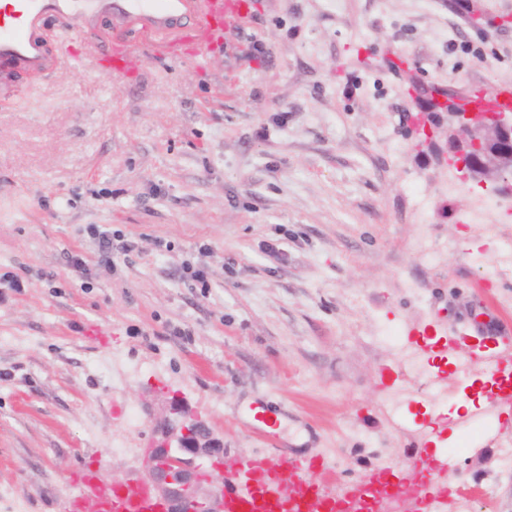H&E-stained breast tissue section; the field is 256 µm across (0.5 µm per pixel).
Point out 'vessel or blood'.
Masks as SVG:
<instances>
[{
    "mask_svg": "<svg viewBox=\"0 0 512 512\" xmlns=\"http://www.w3.org/2000/svg\"><path fill=\"white\" fill-rule=\"evenodd\" d=\"M250 0H13L10 10H0V62H8L40 74L50 64L44 47L34 31L44 16L57 15L70 20L73 29L86 43H93L96 22L105 15L121 24L130 18L142 21L147 32L164 35L162 51L168 58L179 57L189 46L199 55H207L220 45L225 28L243 24ZM143 63L134 48L114 46L100 51L98 69L112 77L126 76ZM463 108L477 112H512V88L491 96L472 93L461 100ZM476 337L449 338V349L463 353L469 360L488 358L482 333L485 324L474 321ZM245 480L225 490L224 512H324L325 489L333 475L315 468L312 459L300 454H270L244 462ZM413 474H401L387 468L373 469L363 484L353 487L341 503V512H353L355 503L371 497H416L418 501L439 495L433 482L432 460L419 457L413 462ZM95 499L96 512H163V504L151 489L136 487L131 496L115 497L106 488L83 484L79 495L64 502L61 512H86L85 503Z\"/></svg>",
    "mask_w": 512,
    "mask_h": 512,
    "instance_id": "obj_1",
    "label": "vessel or blood"
}]
</instances>
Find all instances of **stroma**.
Segmentation results:
<instances>
[{
	"label": "stroma",
	"instance_id": "1",
	"mask_svg": "<svg viewBox=\"0 0 512 512\" xmlns=\"http://www.w3.org/2000/svg\"><path fill=\"white\" fill-rule=\"evenodd\" d=\"M36 35L57 65L0 91V274L23 282L0 295V512H60L76 472L147 483L175 399L223 438L228 475L278 451L400 470L477 426L447 483L489 480L512 512V389L493 374L512 347L486 335L473 365L424 349L488 304L512 322L493 261L512 198L493 232L466 223L491 183L435 156L442 91L512 86V0H253L207 59L148 55L117 80L61 19ZM93 226L132 251L103 262ZM204 243L205 293L179 278Z\"/></svg>",
	"mask_w": 512,
	"mask_h": 512
}]
</instances>
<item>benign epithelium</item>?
<instances>
[{
    "mask_svg": "<svg viewBox=\"0 0 512 512\" xmlns=\"http://www.w3.org/2000/svg\"><path fill=\"white\" fill-rule=\"evenodd\" d=\"M448 141L462 157L456 170L477 178L488 167L498 169V194L512 196V168L501 159H512V113H451ZM160 465L148 468L150 485L167 505L168 512H224V494L214 486L198 491L204 464H224V440L214 436L206 422L185 404L173 402L164 424L162 441L153 448Z\"/></svg>",
    "mask_w": 512,
    "mask_h": 512,
    "instance_id": "1",
    "label": "benign epithelium"
}]
</instances>
